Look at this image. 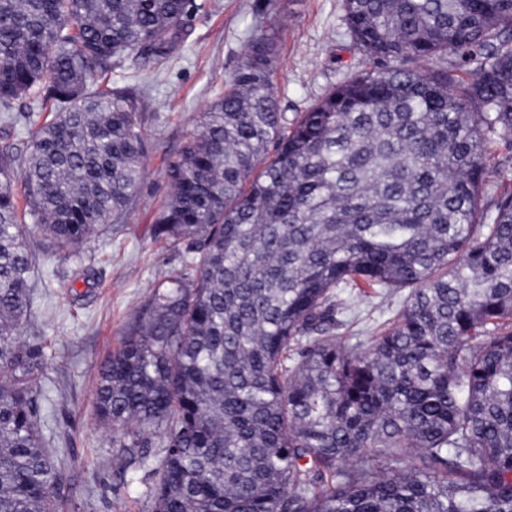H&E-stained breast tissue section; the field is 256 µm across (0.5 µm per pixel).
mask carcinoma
Here are the masks:
<instances>
[{
  "instance_id": "cac0c4a2",
  "label": "carcinoma",
  "mask_w": 512,
  "mask_h": 512,
  "mask_svg": "<svg viewBox=\"0 0 512 512\" xmlns=\"http://www.w3.org/2000/svg\"><path fill=\"white\" fill-rule=\"evenodd\" d=\"M188 0H0V512H65L41 431L30 217L55 254L140 182V100L116 61L168 59ZM369 65L293 122L275 37L250 45L166 176L186 248L100 367L99 422L151 512H512V193L483 205L486 134L512 137V0H344ZM450 52L458 79L433 67ZM27 111L16 112L20 99ZM408 290L366 344L354 300ZM390 314L380 313L378 310H371L365 304L348 310H340L337 315L341 326L336 332L338 336L350 338L351 343L356 341L366 344L373 333L378 329L381 323L386 320Z\"/></svg>"
}]
</instances>
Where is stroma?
Returning <instances> with one entry per match:
<instances>
[{"label":"stroma","mask_w":512,"mask_h":512,"mask_svg":"<svg viewBox=\"0 0 512 512\" xmlns=\"http://www.w3.org/2000/svg\"><path fill=\"white\" fill-rule=\"evenodd\" d=\"M342 16L343 0H192L186 34L167 62L113 65L114 86L143 92L149 149L139 189L121 218L100 227L80 256H48L47 241L32 235L38 258L31 312L20 330L24 344L44 353L42 431L50 453L67 464L69 512H150L140 483L111 462L112 435L96 420L94 393L101 364L165 272L182 261L155 232L171 193L164 176L169 157L196 131L251 42L269 31L278 36L273 83L288 118L307 111L346 73L363 68ZM485 145L489 207L512 192V145L498 134L488 135ZM338 318L339 335L365 343L385 316L363 304Z\"/></svg>","instance_id":"obj_1"}]
</instances>
